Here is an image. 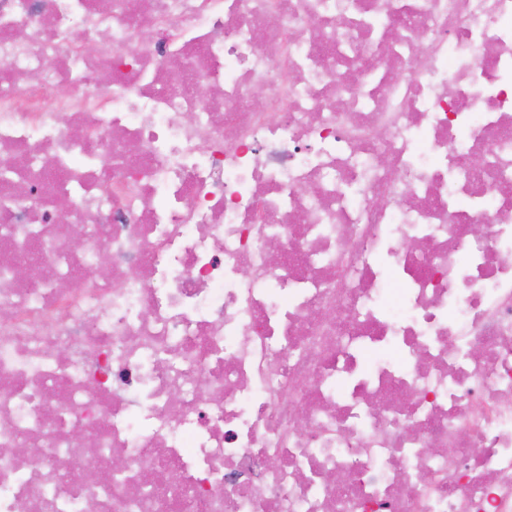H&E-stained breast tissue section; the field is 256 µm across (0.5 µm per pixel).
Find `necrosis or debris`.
<instances>
[{
  "instance_id": "obj_1",
  "label": "necrosis or debris",
  "mask_w": 512,
  "mask_h": 512,
  "mask_svg": "<svg viewBox=\"0 0 512 512\" xmlns=\"http://www.w3.org/2000/svg\"><path fill=\"white\" fill-rule=\"evenodd\" d=\"M1 307L0 512H512V0H0Z\"/></svg>"
}]
</instances>
